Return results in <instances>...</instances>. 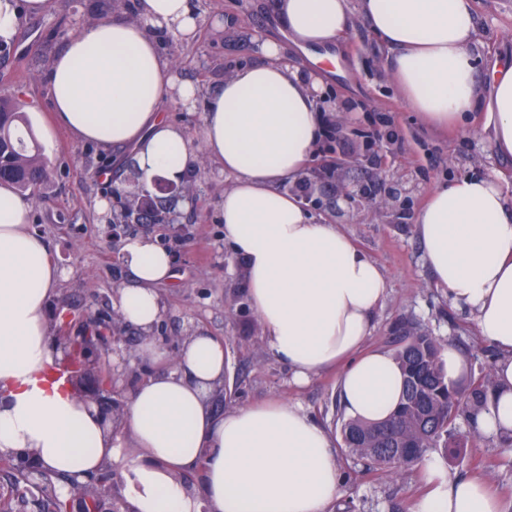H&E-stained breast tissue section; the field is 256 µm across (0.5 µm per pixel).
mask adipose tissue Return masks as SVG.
<instances>
[{"mask_svg": "<svg viewBox=\"0 0 512 512\" xmlns=\"http://www.w3.org/2000/svg\"><path fill=\"white\" fill-rule=\"evenodd\" d=\"M292 43L335 46L353 15L395 52L390 77L409 108L436 126L463 125L484 111L483 129L512 158V66L477 79L472 0H275ZM136 21L119 17L78 29L47 80L55 128L104 148H127L140 180L187 181L196 150L227 175L224 239L244 261L250 304L268 351L305 382L337 366L347 419L376 423L398 406L395 356L365 349L387 284L377 263L334 225L281 191L302 178L322 128L325 71H302L282 44L259 36L257 63L224 78L202 117L200 146L170 122L166 102L193 109L198 90L175 75L154 30L189 41L203 16L194 0H139ZM491 101H484V87ZM30 203L0 186V454L85 481L113 467L128 475L134 512H328L341 492L332 435L298 403L261 400L215 413L224 383L218 338L190 329L176 354L153 336L171 282L168 251L151 237L124 241L130 277L118 291L122 319L143 336L135 360L152 373L113 423L70 385L53 380L61 355L49 337L47 299L62 271L28 228ZM428 266L450 304L470 311L498 352L495 389L477 418L487 435H512V193L497 178L465 176L436 185L416 218ZM203 467L205 491L183 473ZM428 490L416 512H505L487 481L456 478L424 457Z\"/></svg>", "mask_w": 512, "mask_h": 512, "instance_id": "obj_1", "label": "adipose tissue"}]
</instances>
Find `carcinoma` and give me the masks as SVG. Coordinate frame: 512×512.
Instances as JSON below:
<instances>
[{
  "label": "carcinoma",
  "mask_w": 512,
  "mask_h": 512,
  "mask_svg": "<svg viewBox=\"0 0 512 512\" xmlns=\"http://www.w3.org/2000/svg\"><path fill=\"white\" fill-rule=\"evenodd\" d=\"M29 122L19 110L16 99L0 95V183L19 190L26 198L36 195L47 178V161L42 156L32 130L27 136L18 133V124ZM135 190L125 195L123 215L130 220L145 213L155 224L164 222L161 202L145 199L147 189L131 171ZM444 343L427 333L406 336L395 354L403 373L404 390L396 411L378 423L345 421L341 426L342 449L368 462L375 470L402 476L418 465L433 448H448L456 437L468 438L457 431V422L471 425L475 415L485 407L495 388L493 369H488L465 383L450 384L445 378L441 354ZM412 449V459L403 461L401 450ZM44 512H65L68 504L60 500L54 478L46 475L37 489Z\"/></svg>",
  "instance_id": "1"
}]
</instances>
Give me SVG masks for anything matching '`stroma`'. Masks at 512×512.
Returning a JSON list of instances; mask_svg holds the SVG:
<instances>
[{"label": "stroma", "mask_w": 512, "mask_h": 512, "mask_svg": "<svg viewBox=\"0 0 512 512\" xmlns=\"http://www.w3.org/2000/svg\"><path fill=\"white\" fill-rule=\"evenodd\" d=\"M104 0H48L41 14H22L15 41L0 46V91L14 94L31 125L51 118L46 74L56 54L78 26L106 20ZM208 18L193 43L171 32L158 34L162 55L177 74L199 89L194 111L169 103L167 115L192 140L201 136L202 114L226 71L256 62L253 34L283 42L292 61L310 69L314 52L289 42L273 10V0H198ZM478 23L474 47L481 76L495 65L512 61V0H472ZM231 14L235 27H213L212 18ZM331 52L339 62L327 91V131L301 181L284 182L283 192L314 199L312 214L335 224L381 267L387 282L382 306L373 319L368 344L395 351L403 336L419 329L462 352L471 373L489 362L493 346L482 339L472 316L452 307L437 287L416 233V215L429 190L461 176H493L512 189V160L501 158L475 112L468 129L430 126L412 112L387 70L394 52L354 17ZM379 132L377 156L364 152L365 130ZM51 173L32 203L31 228L47 241L51 255L65 272L50 304L49 323L95 312L110 324L117 292L129 271L121 258V242L113 241L111 214L100 213L99 201L130 187L117 174L129 163L126 150H105L58 130L43 148ZM195 182L204 184L202 201L176 204L177 219L154 230L159 244L172 253L176 278L161 289L166 314L155 334L176 350L186 329L199 327L224 342L228 398L212 400L215 412L265 399L301 403L333 437H340L344 414L338 402L336 374L329 371L298 386L287 367L267 350L262 324L253 312L242 273L243 262L224 241L220 201L231 181L204 156L193 163ZM451 475L486 476L512 512V450L500 438L477 436L467 447L445 457L433 451ZM344 476L342 494L331 512H415L426 491L422 472L404 477L370 472L364 461L337 454Z\"/></svg>", "instance_id": "35a3bbf8"}]
</instances>
